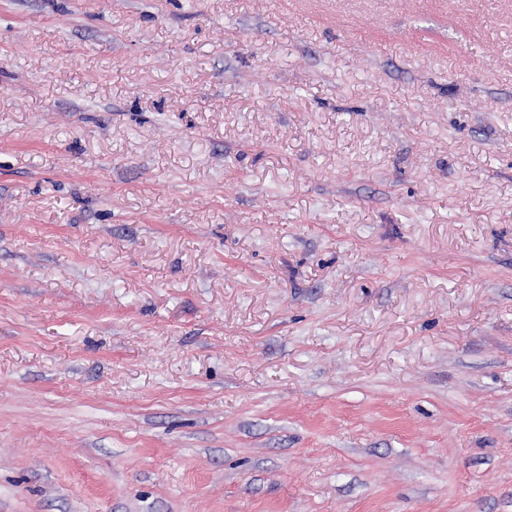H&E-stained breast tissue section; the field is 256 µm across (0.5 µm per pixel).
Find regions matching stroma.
I'll return each instance as SVG.
<instances>
[{"label": "stroma", "mask_w": 512, "mask_h": 512, "mask_svg": "<svg viewBox=\"0 0 512 512\" xmlns=\"http://www.w3.org/2000/svg\"><path fill=\"white\" fill-rule=\"evenodd\" d=\"M0 512H512V0H0Z\"/></svg>", "instance_id": "1"}]
</instances>
